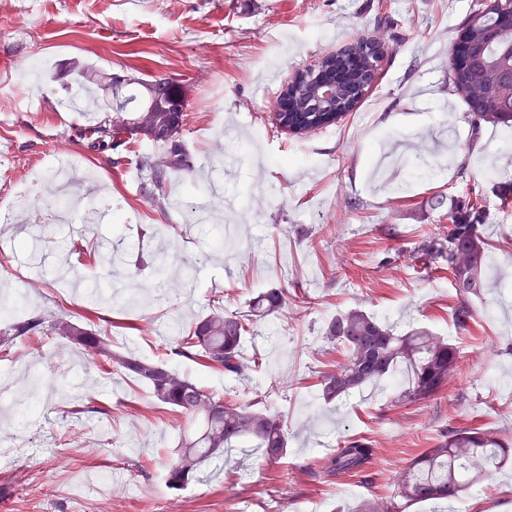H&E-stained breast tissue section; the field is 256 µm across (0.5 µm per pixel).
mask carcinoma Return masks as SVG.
<instances>
[{"instance_id": "1", "label": "carcinoma", "mask_w": 512, "mask_h": 512, "mask_svg": "<svg viewBox=\"0 0 512 512\" xmlns=\"http://www.w3.org/2000/svg\"><path fill=\"white\" fill-rule=\"evenodd\" d=\"M512 13V0H477L456 39L492 27L504 30V16ZM481 64L502 79V95L494 103L462 99L466 111L477 124L512 129V75L504 67L497 46L487 48ZM130 89L112 94V103H96L99 109L112 105L139 108L152 106V112H131L112 123L101 119L80 130L93 150L110 149L115 135L123 132L142 136L155 149L138 156L142 179L149 183V196L162 209L168 200V182L175 172L192 169L182 131L187 113L171 112L167 106L182 100L177 84L169 78L149 82L131 79ZM413 257L432 266L447 267L454 288L462 296L475 295L485 287L488 264L487 241L481 225L448 213V227L416 243ZM224 297L212 299L207 314L177 330L174 345L156 359L143 358L131 351L112 349V337L75 321L67 315L42 311L29 319L0 329V346L19 338L46 336L59 338L83 350L95 363H113L126 375L145 383L163 408L181 415L185 424L179 448L167 466L169 488L179 490L196 477L202 466L225 453L250 445L262 450L263 458L275 463L288 448V432L283 414L268 405L245 402L238 396H224L204 382L178 370L168 357L192 360L224 373L239 383L249 379L256 361L244 353L246 336L257 322L273 316L286 305L281 288H271L248 304L247 309L227 311ZM325 340L341 347L344 362L318 375L325 402L339 401L356 391L375 385L391 374L404 370L407 383L397 397L401 405L427 403L438 397L460 375L458 347L442 336L424 330L399 335L394 328L360 308L336 314L326 325ZM374 456L371 441L350 439L327 456L321 465L329 477L346 478L366 471ZM512 458V440L503 432L485 425L450 427L441 431L437 443L397 472L389 494H375L361 500L355 512H410L415 505L433 504L432 512H443L441 505L460 496L468 485L488 478Z\"/></svg>"}]
</instances>
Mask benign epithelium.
Listing matches in <instances>:
<instances>
[{
	"label": "benign epithelium",
	"instance_id": "obj_1",
	"mask_svg": "<svg viewBox=\"0 0 512 512\" xmlns=\"http://www.w3.org/2000/svg\"><path fill=\"white\" fill-rule=\"evenodd\" d=\"M502 37L501 31H486L460 45V49L470 57L481 56L489 44ZM387 56L388 46L373 39L360 55L350 56L346 49L325 55L312 74H297L281 92L274 112L277 124L292 134H304L310 130V125L302 118L304 112L316 113V121L320 123L340 120L375 84ZM348 57L357 62L356 73L360 78L359 86L353 90L344 84ZM497 86L498 82L488 79L481 70L473 69L466 82L456 84V90L468 99L489 100L492 88Z\"/></svg>",
	"mask_w": 512,
	"mask_h": 512
}]
</instances>
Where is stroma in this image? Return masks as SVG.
Listing matches in <instances>:
<instances>
[{"instance_id":"1","label":"stroma","mask_w":512,"mask_h":512,"mask_svg":"<svg viewBox=\"0 0 512 512\" xmlns=\"http://www.w3.org/2000/svg\"><path fill=\"white\" fill-rule=\"evenodd\" d=\"M471 0H37L32 14L0 0V204L16 183L69 150L99 194L126 211L87 233L54 224H0V287L28 311L95 318L116 350L150 358L173 320L206 314L213 296L243 309L269 288L288 307L258 323L244 351L248 387L187 359L174 366L220 393L273 405L288 452L211 460L183 489L164 464L180 438L176 415L151 411L149 389L118 368L97 369L47 338L0 352L16 385L40 369L50 397L39 417L0 401V512H320L389 490L440 430L488 424L512 433V136L472 118L448 83V56ZM389 48L374 86L335 125L294 135L275 123L296 72L358 38ZM44 57L40 73L19 67ZM111 78L174 79L187 105L192 173L172 177L160 209L142 188L139 143L91 150L86 115L64 108L74 64ZM483 197L490 243L486 287L458 295L448 274L409 257L443 214ZM243 250H216L219 228ZM95 258L80 261L78 249ZM123 262L109 267L106 249ZM120 279L145 299L93 304L81 284ZM473 316L459 327L453 312ZM358 307L398 333L427 329L460 352L461 373L437 399L394 401L396 378L325 404L317 371L343 355L323 337L338 311ZM352 438L377 453L363 475L326 477L320 465ZM148 467L127 480L131 461ZM448 512H512V463L470 486Z\"/></svg>"}]
</instances>
